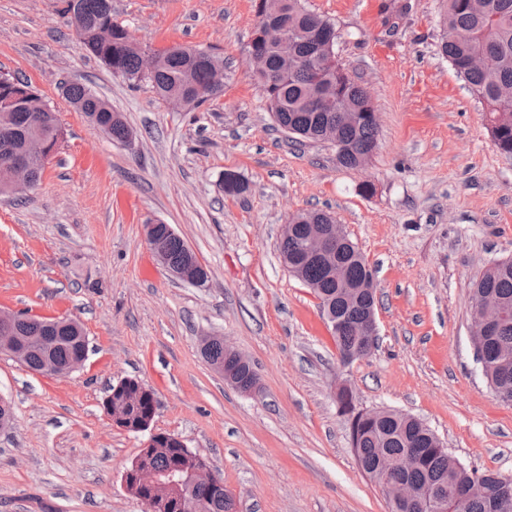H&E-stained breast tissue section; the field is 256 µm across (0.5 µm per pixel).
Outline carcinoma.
<instances>
[{
	"mask_svg": "<svg viewBox=\"0 0 512 512\" xmlns=\"http://www.w3.org/2000/svg\"><path fill=\"white\" fill-rule=\"evenodd\" d=\"M83 23L78 33L80 41L112 74L129 81H148L164 100L182 107L195 108L221 93L210 86L211 68L224 63V59L211 53L205 57L195 54V49L176 46L172 50L157 52L159 63L155 72H140V51L131 44L125 26L112 14V0H80ZM441 51L455 71L463 76L471 92L478 98L489 116L490 133L495 147L512 155V107L500 99V91L512 87V0H482L478 9L468 6V0H442ZM276 22L288 29L294 37L296 61L283 68L274 47L265 38V29L252 32L249 49L265 56L267 70L255 77L268 103L276 124L296 143L316 142L327 132L335 134L336 160L345 168H353L359 160L378 147L379 124L367 115L347 124L337 118L339 112H369L370 102L366 89L351 78L336 56L324 59L313 66L309 60L315 51V38L322 32L335 28L328 18L307 10L303 0H288L285 13ZM114 27L112 39L97 36L101 26ZM482 54L487 64L481 69L469 66L470 58ZM336 82V98L320 101L315 92L320 85ZM206 93L197 97V89ZM35 90L22 78L10 76L8 82L0 81V116L8 118L9 132L0 130V163L23 149L27 134L35 127L55 137H63L57 112L50 108L43 112H29L25 103ZM64 99L78 112L83 113L112 141L124 144L130 129L121 115L90 89L79 83L61 87ZM246 191L245 183L233 172L224 173V193L232 196ZM295 225L294 235L281 240L282 261L294 264L299 261L300 240L308 224H334L335 217L326 210L300 212L290 219ZM168 257L175 264L188 257V245L177 234L163 236ZM336 259L342 278L336 276L316 261L301 262L302 282L321 295L327 307L324 313H333L336 319L348 325L336 332L338 350H350L362 340L359 324L367 317L369 309L376 307L373 271L358 247L350 242L336 247ZM473 294H483L497 299L507 316L495 325L483 348L477 351L485 376L498 398L512 403V381L506 386L497 383L500 372L512 374V258L496 262L474 283ZM47 320L29 317L18 324L25 336H53V355L60 363L69 361L80 348L88 344L80 324L46 326ZM206 362L214 369L221 367L234 380H247L257 376L252 364H240L229 357L224 339L216 338L206 353ZM45 358L44 350L31 344L21 360L27 368L38 372ZM108 398L112 407L124 416L123 427L133 433L144 431V424L153 422L157 400L152 391L137 380L127 378L112 386ZM346 417L349 438L362 471L369 475L376 471L385 474L392 483L407 484L416 494L405 512H425L424 503L429 495L440 497L445 512H491L490 503L468 491L478 480L490 487L497 484L499 474L458 469L448 450L436 447L437 436L415 420V417L395 411L379 415L364 410L354 418L347 417L348 410L339 408ZM186 449L167 445L164 451L148 449L137 455L145 466L162 474L182 465ZM411 453L418 459L411 471L391 467L399 456ZM127 490L141 501L157 498L173 508L168 512H234L233 497L215 486L186 483L180 487H162L158 491L137 488Z\"/></svg>",
	"mask_w": 512,
	"mask_h": 512,
	"instance_id": "cac0c4a2",
	"label": "carcinoma"
}]
</instances>
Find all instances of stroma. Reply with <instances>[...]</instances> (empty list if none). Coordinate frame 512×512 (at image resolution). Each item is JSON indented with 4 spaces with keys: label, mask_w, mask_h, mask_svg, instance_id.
Segmentation results:
<instances>
[{
    "label": "stroma",
    "mask_w": 512,
    "mask_h": 512,
    "mask_svg": "<svg viewBox=\"0 0 512 512\" xmlns=\"http://www.w3.org/2000/svg\"><path fill=\"white\" fill-rule=\"evenodd\" d=\"M306 0L334 21L335 52L369 92L379 146L364 170L327 143L276 130L252 77L254 0H112L145 50L224 59L222 93L193 111L112 73L80 43L62 0H0V73L29 80L64 131L28 202L0 196V309L76 319L82 369L35 373L0 351V512H145L123 472L147 434L113 425L107 390L125 378L158 401L154 431L220 473L236 512H389L360 469L334 390L412 415L466 468L512 477V404L492 392L470 334L471 283L512 257V157L439 49L441 0ZM89 86L132 146L63 98ZM246 183L224 194L225 172ZM372 191H363L364 183ZM330 209L374 271L377 349L342 362L319 302L280 259L293 214ZM170 225L210 271L195 287L154 257ZM220 336L260 382L241 393L201 354Z\"/></svg>",
    "instance_id": "1"
}]
</instances>
